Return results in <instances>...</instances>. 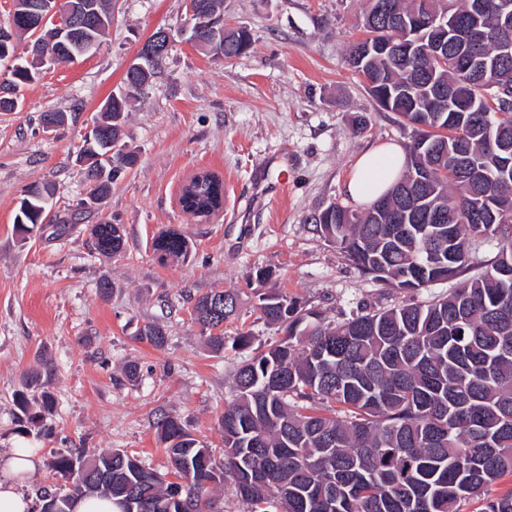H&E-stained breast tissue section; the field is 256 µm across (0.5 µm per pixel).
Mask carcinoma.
<instances>
[{"mask_svg": "<svg viewBox=\"0 0 512 512\" xmlns=\"http://www.w3.org/2000/svg\"><path fill=\"white\" fill-rule=\"evenodd\" d=\"M492 0H364L365 37L349 45L346 62L362 75L376 104L414 129L407 165L387 193L358 212L331 203L310 215L324 238L340 246L363 274L404 294L438 281L457 287L426 303L402 301L389 308H364L340 323L282 293L259 295L260 318L284 338L244 360L234 395L219 425L224 467L212 449L180 420L159 424L179 483L144 466L121 449L92 458L61 449L50 461L66 478L84 468L88 487L79 495H110L121 512H210L211 487L229 472L250 512H512V487L495 497L483 490L512 477V49L500 44ZM444 20L452 33L478 21L485 38L469 53L450 50L441 66L429 55L439 30L415 28L413 16ZM41 44L40 66L81 53L58 55L53 24L40 31L18 29V37ZM251 47L244 29L224 32V56ZM125 79L126 90L100 108L102 138L93 143L101 165L86 166L93 190L106 199L110 172L138 159L116 148L133 100L142 89ZM448 145L427 150L419 142ZM467 156L482 162L480 185L459 169ZM426 182L411 180V171ZM211 180L202 178L182 208L198 215ZM56 188L28 187L14 218L21 234L44 224ZM493 212V224L478 223L474 210ZM95 250L103 256L124 248L120 226L93 225ZM488 243L490 259L479 257ZM159 259L186 258L187 240L174 231L155 240ZM238 295L214 289L194 303L195 321L208 333L214 352L247 348L253 336L226 340L224 321L234 315ZM139 335L156 348L167 343L162 327L147 323ZM48 378L31 370L14 402L25 421L37 425L52 412ZM40 390L39 410L29 391Z\"/></svg>", "mask_w": 512, "mask_h": 512, "instance_id": "cac0c4a2", "label": "carcinoma"}]
</instances>
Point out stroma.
Segmentation results:
<instances>
[{
    "label": "stroma",
    "mask_w": 512,
    "mask_h": 512,
    "mask_svg": "<svg viewBox=\"0 0 512 512\" xmlns=\"http://www.w3.org/2000/svg\"><path fill=\"white\" fill-rule=\"evenodd\" d=\"M363 0H224V26L247 29L250 50L217 60L182 30L185 0H112V25L94 53L43 69L21 91L19 109L0 112V456L36 448L42 466L23 491L61 485L47 463L71 448L92 456L121 448L159 473L171 471L157 435L179 418L224 457L218 420L232 399L233 350L211 352L191 310L211 289H234L239 306L225 336L251 332L255 345L280 337L260 319L258 293L279 290L343 321L362 307H390L401 296L362 275L309 224L312 211L353 207L345 183L374 143L410 141L411 128L378 109L346 66L363 38ZM171 33L163 67L134 102L122 142L137 167L98 208L77 209L87 187L76 160L101 103L125 86L126 71L157 29ZM64 113L48 128L41 116ZM369 119L355 132L357 115ZM209 170L224 181V207L210 218L185 213L178 188ZM57 192L49 220L32 235L14 226L28 186ZM121 225L123 250L96 253L91 225ZM185 236L190 254L162 262L161 234ZM272 271L255 281L257 268ZM108 281V294L99 291ZM148 323L168 337L157 349L139 335ZM127 362L138 376L128 379ZM51 371L55 399L41 425L22 431L14 395L29 369Z\"/></svg>",
    "instance_id": "35a3bbf8"
}]
</instances>
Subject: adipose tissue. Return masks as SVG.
I'll return each mask as SVG.
<instances>
[{"label": "adipose tissue", "instance_id": "ef3b65f1", "mask_svg": "<svg viewBox=\"0 0 512 512\" xmlns=\"http://www.w3.org/2000/svg\"><path fill=\"white\" fill-rule=\"evenodd\" d=\"M405 164L406 153L400 145L370 147L356 159L346 191L358 204H371L389 190ZM40 463V456L32 448H15L8 456L0 457V512H31L32 503L18 485Z\"/></svg>", "mask_w": 512, "mask_h": 512}]
</instances>
